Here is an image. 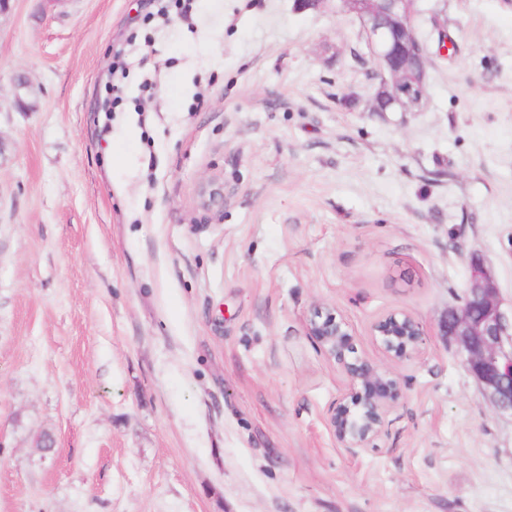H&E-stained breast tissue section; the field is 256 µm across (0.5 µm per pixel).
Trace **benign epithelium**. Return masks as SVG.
I'll return each mask as SVG.
<instances>
[{
  "label": "benign epithelium",
  "instance_id": "7a95c632",
  "mask_svg": "<svg viewBox=\"0 0 512 512\" xmlns=\"http://www.w3.org/2000/svg\"><path fill=\"white\" fill-rule=\"evenodd\" d=\"M359 21L360 34L375 65L376 92H383L399 112H418L427 99L428 75L422 65L425 43L410 24L415 0H338ZM202 206L224 198V185L210 179L201 190ZM307 335L349 380L352 405L332 410L328 424L341 448H367L379 437L389 409L404 395L395 373L357 354L349 323L336 311L313 309ZM442 335L459 345L467 371L484 397L502 414L512 415V315L497 298V285L483 262L469 266L468 288L461 307L440 319ZM371 335L390 362L420 352L422 324L410 312L395 309L372 324Z\"/></svg>",
  "mask_w": 512,
  "mask_h": 512
}]
</instances>
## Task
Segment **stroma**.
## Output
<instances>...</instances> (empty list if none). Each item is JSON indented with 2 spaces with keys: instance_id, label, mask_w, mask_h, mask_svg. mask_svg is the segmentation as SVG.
<instances>
[{
  "instance_id": "obj_1",
  "label": "stroma",
  "mask_w": 512,
  "mask_h": 512,
  "mask_svg": "<svg viewBox=\"0 0 512 512\" xmlns=\"http://www.w3.org/2000/svg\"><path fill=\"white\" fill-rule=\"evenodd\" d=\"M192 3L0 13V512H512V416L438 328L474 257L512 309V0H416L417 112L369 111L335 0ZM317 307L380 364L377 319L423 326L373 447Z\"/></svg>"
}]
</instances>
